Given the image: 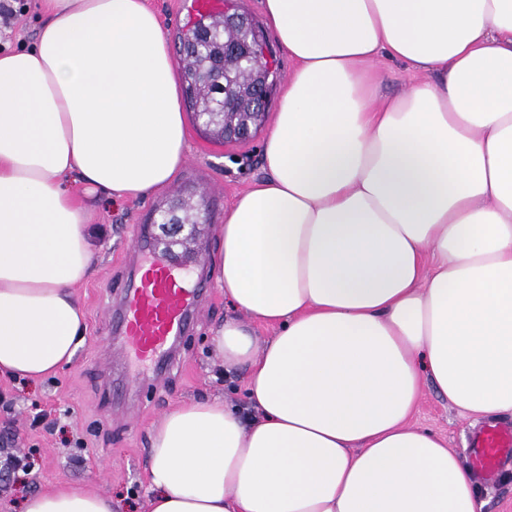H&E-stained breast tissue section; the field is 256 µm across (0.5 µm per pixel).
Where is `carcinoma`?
Here are the masks:
<instances>
[{"instance_id": "cac0c4a2", "label": "carcinoma", "mask_w": 512, "mask_h": 512, "mask_svg": "<svg viewBox=\"0 0 512 512\" xmlns=\"http://www.w3.org/2000/svg\"><path fill=\"white\" fill-rule=\"evenodd\" d=\"M241 40L252 46L251 54L243 59L231 74L227 96L233 104L224 101L213 83L204 75L219 68L220 50L226 43ZM263 33L255 23L245 30L226 25L224 15H201L191 29L180 37V69L186 83V100L192 112H254L253 75L260 73L268 86L280 77L278 68L264 59Z\"/></svg>"}]
</instances>
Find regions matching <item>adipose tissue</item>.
<instances>
[{
    "mask_svg": "<svg viewBox=\"0 0 512 512\" xmlns=\"http://www.w3.org/2000/svg\"><path fill=\"white\" fill-rule=\"evenodd\" d=\"M40 7L35 44L0 55V374L33 381L87 329L75 290L96 247L68 180L141 199L189 152L146 0ZM262 10L294 68L269 176L224 210L219 283L239 317L213 338L225 366H247L254 414L164 415L147 512H483L479 473L411 416L425 378L463 416L512 413V0ZM385 59L419 80L380 96ZM24 512L114 510L75 485Z\"/></svg>",
    "mask_w": 512,
    "mask_h": 512,
    "instance_id": "1",
    "label": "adipose tissue"
}]
</instances>
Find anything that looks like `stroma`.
<instances>
[{"mask_svg": "<svg viewBox=\"0 0 512 512\" xmlns=\"http://www.w3.org/2000/svg\"><path fill=\"white\" fill-rule=\"evenodd\" d=\"M186 164L167 187L141 200L121 203L100 195L93 222L102 248L91 277L76 294L87 316V335L72 365L41 381L0 376V512H24L26 498L66 484L111 495L119 512H142L149 495L145 469L151 430L165 414L191 400L220 399L247 407L245 368L225 369L211 336L233 310L217 288L211 267H189L187 279L204 288L206 308L196 316L191 336L179 347L175 369L162 390L134 387L122 402L103 389L100 365L114 355L112 325L103 315L105 285L130 271L132 238L138 224L187 205L206 206L210 222L198 227L200 248L218 257V224L233 198L265 175L262 134L238 143H220L189 123ZM411 422L443 435L449 447L466 451L480 425L462 417L423 381ZM28 458V473H15L6 461Z\"/></svg>", "mask_w": 512, "mask_h": 512, "instance_id": "obj_1", "label": "stroma"}]
</instances>
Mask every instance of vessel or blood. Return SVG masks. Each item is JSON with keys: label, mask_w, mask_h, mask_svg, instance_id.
Wrapping results in <instances>:
<instances>
[{"label": "vessel or blood", "mask_w": 512, "mask_h": 512, "mask_svg": "<svg viewBox=\"0 0 512 512\" xmlns=\"http://www.w3.org/2000/svg\"><path fill=\"white\" fill-rule=\"evenodd\" d=\"M149 234V225H142L133 249L140 255L149 254L150 259L141 263L138 275L111 283L119 301L110 307L108 316L118 358L150 363L152 378L157 381L168 370L172 346L190 334L202 298L172 261L150 252ZM468 447L472 464L494 473L512 457V426L481 428L471 435Z\"/></svg>", "instance_id": "b4317fda"}]
</instances>
